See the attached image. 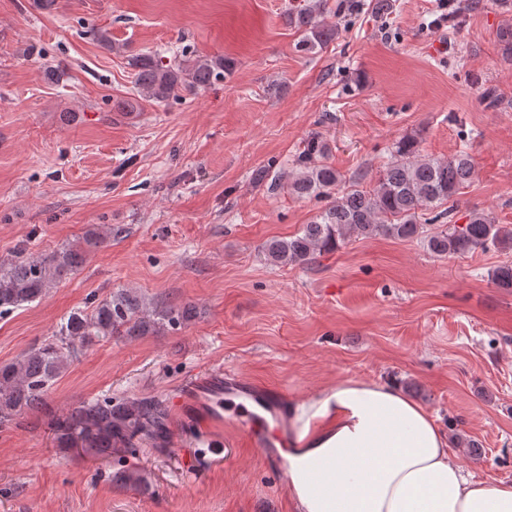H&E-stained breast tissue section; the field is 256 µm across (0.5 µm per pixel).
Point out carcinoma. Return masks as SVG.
<instances>
[{"instance_id": "1", "label": "carcinoma", "mask_w": 512, "mask_h": 512, "mask_svg": "<svg viewBox=\"0 0 512 512\" xmlns=\"http://www.w3.org/2000/svg\"><path fill=\"white\" fill-rule=\"evenodd\" d=\"M323 9L324 0H314L289 14L290 25L300 31L299 51L305 54L319 52L339 34L336 25L322 18ZM127 65L137 97L117 102L120 112L136 111L141 99L165 104L182 90H201L230 72V62L222 56L191 59L181 52L166 63L153 54L139 53L130 56ZM328 153L325 141L309 139L297 156V173L289 189L299 198L327 199L329 204L299 234L268 242L263 248L265 260L308 265L354 235L412 239L424 234L429 250L440 256L512 246V230L484 213L470 214L465 224H444L432 234L425 233L419 222V212L454 200L471 180L474 167L467 153L446 160L426 157L420 153L419 141L407 136L394 144L391 159L371 191L342 188L340 173L327 162ZM81 263L82 254L72 249L1 260L0 315L43 299ZM191 318L189 307H152L127 290L109 294L88 313H69L52 336L0 366V428L12 426L31 409H41L59 445L93 456L135 455L146 444L164 447L168 413L159 400L92 399L57 414L48 407L47 396L78 348L114 337L147 336L167 326L185 325Z\"/></svg>"}]
</instances>
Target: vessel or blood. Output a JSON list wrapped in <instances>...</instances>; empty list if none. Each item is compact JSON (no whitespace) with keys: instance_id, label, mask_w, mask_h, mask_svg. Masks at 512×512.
I'll list each match as a JSON object with an SVG mask.
<instances>
[{"instance_id":"1","label":"vessel or blood","mask_w":512,"mask_h":512,"mask_svg":"<svg viewBox=\"0 0 512 512\" xmlns=\"http://www.w3.org/2000/svg\"><path fill=\"white\" fill-rule=\"evenodd\" d=\"M229 396L248 401V408L225 411L224 400ZM290 403L284 391L269 390L229 371L203 369L182 381L173 412L182 431L191 434L207 427L220 431L225 424H232L248 444L258 449L269 468L284 473L288 462L275 448L288 444ZM272 425L278 432L271 437L265 430Z\"/></svg>"}]
</instances>
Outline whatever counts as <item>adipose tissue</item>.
Segmentation results:
<instances>
[{
	"label": "adipose tissue",
	"mask_w": 512,
	"mask_h": 512,
	"mask_svg": "<svg viewBox=\"0 0 512 512\" xmlns=\"http://www.w3.org/2000/svg\"><path fill=\"white\" fill-rule=\"evenodd\" d=\"M288 417L298 512H512V482L465 474L435 418L394 382L344 380Z\"/></svg>",
	"instance_id": "1"
}]
</instances>
